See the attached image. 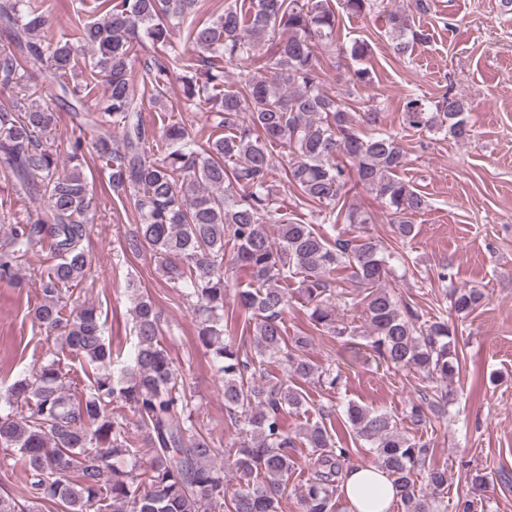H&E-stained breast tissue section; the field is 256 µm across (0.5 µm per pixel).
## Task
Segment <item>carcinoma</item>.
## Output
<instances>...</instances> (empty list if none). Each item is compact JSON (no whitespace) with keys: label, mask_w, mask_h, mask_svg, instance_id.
Wrapping results in <instances>:
<instances>
[{"label":"carcinoma","mask_w":512,"mask_h":512,"mask_svg":"<svg viewBox=\"0 0 512 512\" xmlns=\"http://www.w3.org/2000/svg\"><path fill=\"white\" fill-rule=\"evenodd\" d=\"M199 2L100 0V11L74 10L54 40L44 30L57 0H0L6 34L0 42V173L19 198L40 201L9 225L0 282L22 287L25 257L33 246L47 244L50 264L34 319L62 338L33 378L7 390L10 411L0 412V448L21 455L28 508L0 497V512H33L44 504L62 512H278L298 447L310 449L314 470L297 488L301 512H347L341 492L349 448L326 423L330 414L293 434L284 417L305 405L302 392L281 380L255 382L265 365L278 363L291 376H316L336 392L341 367L310 362L303 353L306 338H288L284 315L297 299L315 329L350 344L357 328L332 304L339 272L362 291L368 353L425 383V392L410 402V423L426 425L441 404L452 401V392L435 383L459 372L455 325L440 313L422 321L397 303L384 285L392 253L380 240L336 233L338 224L371 223L369 215L342 202L343 156L358 181L389 207L399 238L412 236L408 216L423 212L428 202L397 176L406 156L397 136L381 129L380 106L354 116L320 86L317 50H329L338 22L331 0H242L216 17L200 14ZM388 23L398 55L426 39L402 12L390 13ZM175 28L184 30L178 44L171 40ZM145 41L154 52L142 63L136 47ZM269 41L272 51L259 56L258 47ZM371 52L360 39L336 49L337 58L351 60L354 90L371 82L359 66ZM33 62L40 63L36 75L29 71ZM136 77L150 92L151 106L164 111L173 107L168 85L180 78L185 104L209 106L224 135L204 140L171 121L155 138ZM99 79L104 98L90 108L85 99ZM55 105L78 113L80 130L90 134L68 141L65 164L50 143ZM468 111V101L451 92L434 102L410 98L402 123L465 141L471 136ZM90 150L108 164L118 199L133 206L130 251L148 248L164 256L163 275L193 302L197 339L222 375L224 412L237 432L228 448L197 420L194 393L163 343L160 314L148 294L132 295L135 342L115 374L101 311L83 304L64 312L63 290L79 285L91 269L83 242L93 217L82 169ZM281 157L288 158L284 177L297 192L296 206L314 207L313 224L281 212L271 184ZM316 223L328 230H316ZM226 240L233 243L235 264L250 275L246 288L231 289ZM296 275L301 281L292 295L288 279ZM230 294L250 315L248 344L224 333ZM484 298L474 287L449 293L458 314L473 312ZM72 355L97 367L79 397L69 393L63 367ZM117 402L137 419L139 438L112 415ZM337 418L340 428L373 450L404 512H442L439 495L448 487V471L426 464L427 444L401 431L389 413L355 401L343 404ZM141 453L149 457L142 487L118 466ZM226 468L238 485L230 494Z\"/></svg>","instance_id":"1"}]
</instances>
